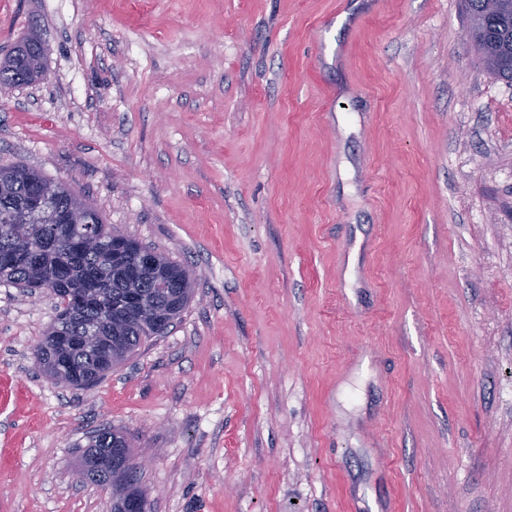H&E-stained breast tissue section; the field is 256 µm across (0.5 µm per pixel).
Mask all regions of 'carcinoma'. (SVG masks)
Instances as JSON below:
<instances>
[{
	"mask_svg": "<svg viewBox=\"0 0 512 512\" xmlns=\"http://www.w3.org/2000/svg\"><path fill=\"white\" fill-rule=\"evenodd\" d=\"M486 2L464 0L468 38L486 71L512 83V3L489 12ZM38 77L39 71L11 57L0 67V91ZM45 181L34 169L0 165V269H7L3 280L26 288H39L45 281L55 285L58 312L33 355L43 365L65 359V383L88 387L110 371L93 349L97 341L112 339L114 364L120 365L144 340L167 332L188 306L193 283L188 269L161 253L155 266L140 267L137 253L144 246L114 230L64 184L57 186L55 220L13 223L11 215L25 207ZM75 203L94 216V224L66 222V211ZM59 330L70 339L60 350L50 343ZM108 460L115 486L112 512H130V502L144 491L130 443L114 429H102L91 438L81 475L101 484L106 477L92 465Z\"/></svg>",
	"mask_w": 512,
	"mask_h": 512,
	"instance_id": "carcinoma-1",
	"label": "carcinoma"
}]
</instances>
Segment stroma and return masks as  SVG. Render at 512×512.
I'll list each match as a JSON object with an SVG mask.
<instances>
[{
  "instance_id": "obj_1",
  "label": "stroma",
  "mask_w": 512,
  "mask_h": 512,
  "mask_svg": "<svg viewBox=\"0 0 512 512\" xmlns=\"http://www.w3.org/2000/svg\"><path fill=\"white\" fill-rule=\"evenodd\" d=\"M461 0H0L46 76L0 165L188 268L165 335L96 385L33 350L56 298L0 281V512H512V84ZM83 457L81 475L100 486L106 477L92 468L97 461L112 459V511L130 512L132 500L142 498L145 492L139 485V469L134 463L132 449L127 438L114 429L99 430L90 440Z\"/></svg>"
}]
</instances>
